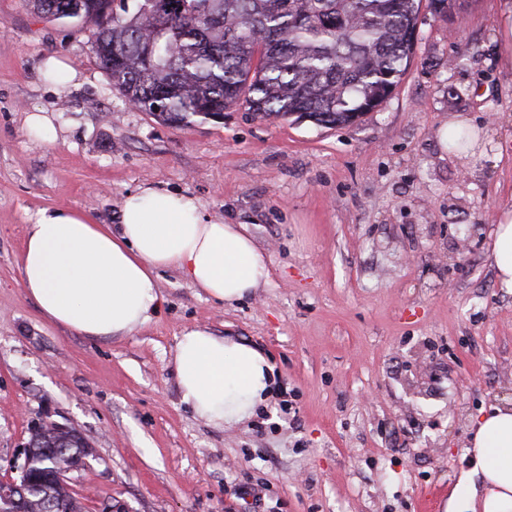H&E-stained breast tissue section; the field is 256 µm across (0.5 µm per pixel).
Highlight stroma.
Instances as JSON below:
<instances>
[{
  "instance_id": "stroma-1",
  "label": "stroma",
  "mask_w": 512,
  "mask_h": 512,
  "mask_svg": "<svg viewBox=\"0 0 512 512\" xmlns=\"http://www.w3.org/2000/svg\"><path fill=\"white\" fill-rule=\"evenodd\" d=\"M422 13L407 71L358 123L266 120L245 108L171 127L127 105L89 49L93 29L0 0V481L33 419L80 430L93 458L69 476L88 512H448L471 420L512 402V288L490 235L512 208V68L502 0ZM77 77L51 83L46 57ZM51 113L44 141L28 112ZM468 116L469 157L440 132ZM247 223L268 284L208 298L160 271V312L94 339L49 322L22 284L29 224L45 209L118 224L144 185ZM196 327L263 351L286 390L221 427L183 399L175 363ZM503 9L499 17V50L501 56L512 67V2L504 0Z\"/></svg>"
}]
</instances>
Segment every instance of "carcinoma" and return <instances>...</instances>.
Returning a JSON list of instances; mask_svg holds the SVG:
<instances>
[{"label": "carcinoma", "mask_w": 512, "mask_h": 512, "mask_svg": "<svg viewBox=\"0 0 512 512\" xmlns=\"http://www.w3.org/2000/svg\"><path fill=\"white\" fill-rule=\"evenodd\" d=\"M422 0H27L39 16L91 23L90 50L127 103L170 126L243 107L267 119L350 125L405 74ZM38 453L13 482L28 512L53 499L86 512L60 472L89 447L77 429L29 432Z\"/></svg>", "instance_id": "obj_1"}]
</instances>
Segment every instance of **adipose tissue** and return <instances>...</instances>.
<instances>
[{
  "label": "adipose tissue",
  "instance_id": "obj_1",
  "mask_svg": "<svg viewBox=\"0 0 512 512\" xmlns=\"http://www.w3.org/2000/svg\"><path fill=\"white\" fill-rule=\"evenodd\" d=\"M498 280L512 288V209L493 229ZM178 269L211 299L233 303L268 281L246 224L207 218L193 196L148 185L127 194L118 227L81 211L46 209L29 225L20 258L26 293L56 325L98 339L127 335L162 306L157 273ZM175 362L182 399L218 426L250 420L273 383L267 356L199 327L184 333ZM482 488L460 479L453 497L465 512H512V405L477 417L471 440Z\"/></svg>",
  "mask_w": 512,
  "mask_h": 512
}]
</instances>
